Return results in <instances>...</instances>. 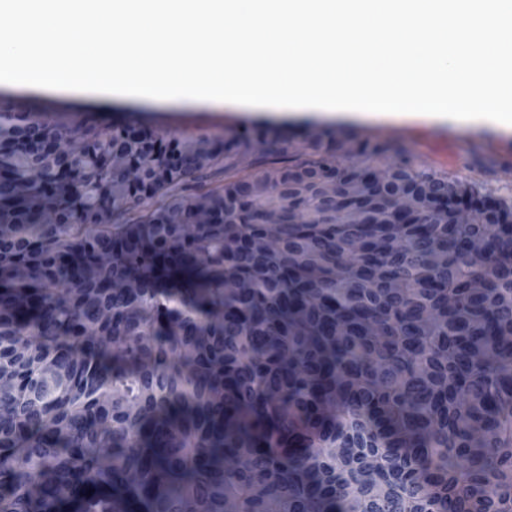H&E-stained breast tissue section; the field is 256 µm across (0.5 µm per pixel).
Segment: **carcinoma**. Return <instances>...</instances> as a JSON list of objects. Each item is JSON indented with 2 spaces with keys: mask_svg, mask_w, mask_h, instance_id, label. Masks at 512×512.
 <instances>
[{
  "mask_svg": "<svg viewBox=\"0 0 512 512\" xmlns=\"http://www.w3.org/2000/svg\"><path fill=\"white\" fill-rule=\"evenodd\" d=\"M291 147L0 111V512H512V199Z\"/></svg>",
  "mask_w": 512,
  "mask_h": 512,
  "instance_id": "carcinoma-1",
  "label": "carcinoma"
}]
</instances>
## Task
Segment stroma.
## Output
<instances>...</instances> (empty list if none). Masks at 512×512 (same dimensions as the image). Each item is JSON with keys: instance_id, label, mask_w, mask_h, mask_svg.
I'll return each mask as SVG.
<instances>
[{"instance_id": "obj_1", "label": "stroma", "mask_w": 512, "mask_h": 512, "mask_svg": "<svg viewBox=\"0 0 512 512\" xmlns=\"http://www.w3.org/2000/svg\"><path fill=\"white\" fill-rule=\"evenodd\" d=\"M0 109L52 112L61 120H76L91 112L114 122L133 117L157 131L182 135L223 136L225 130L256 123L278 127L303 143L312 133L351 130L363 137L394 141L409 147L432 168L462 181L476 180L493 194L512 198V125H490L482 120L448 126L423 117L378 121L330 117L320 112H275L227 103L156 104L116 99L104 104L89 98L41 94L0 85Z\"/></svg>"}]
</instances>
